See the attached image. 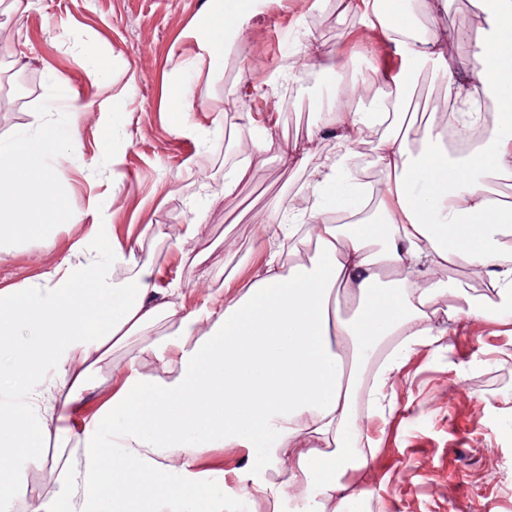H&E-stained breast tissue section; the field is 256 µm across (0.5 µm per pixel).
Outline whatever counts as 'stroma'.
Wrapping results in <instances>:
<instances>
[{"label": "stroma", "mask_w": 512, "mask_h": 512, "mask_svg": "<svg viewBox=\"0 0 512 512\" xmlns=\"http://www.w3.org/2000/svg\"><path fill=\"white\" fill-rule=\"evenodd\" d=\"M208 0H31L24 15L0 5V139L51 124L75 148L58 158L60 191L73 224L62 225L52 247L29 237L0 248V288L36 279L49 266L78 263L74 244L92 222L106 224L97 242L133 250L150 262L161 286L179 284L178 307H200L223 295L230 270L263 275L262 254L286 251L284 265L310 264L307 242L283 245L259 223L269 209L300 197L326 156L307 151L332 97L359 80L380 86L404 67L382 39L353 42L345 31L356 11L348 0H259L224 58L202 55ZM331 36L309 56L306 74L288 73V59L312 36L313 18ZM315 83H308V76ZM188 81L189 128L175 129L168 92ZM297 84L293 108L265 121L272 98ZM91 108L73 117V94ZM271 134L275 148L256 155L232 193L224 174L239 163L224 150L225 134ZM299 144L296 156L284 145ZM205 220L195 224L196 210ZM195 224L197 264L184 256L171 225ZM443 339L416 347L391 378L385 409L364 421L376 445L366 468L348 482L369 487L366 512H512V324L437 312ZM124 352L92 378L86 412L117 390Z\"/></svg>", "instance_id": "35a3bbf8"}]
</instances>
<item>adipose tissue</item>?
<instances>
[{
  "label": "adipose tissue",
  "mask_w": 512,
  "mask_h": 512,
  "mask_svg": "<svg viewBox=\"0 0 512 512\" xmlns=\"http://www.w3.org/2000/svg\"><path fill=\"white\" fill-rule=\"evenodd\" d=\"M236 0H214L200 41L223 57L239 32ZM486 27L465 36L463 56L449 54L437 23L448 0H418L429 16L420 28L403 18L388 37L408 66H442L446 97L469 102L472 84L497 105L499 118L480 146L451 154L437 113L414 131L391 127L388 93L368 110L329 109L324 126L383 127L378 164L387 172L378 201L381 222L333 224L326 214L355 210L356 188L341 183L336 163L316 174L308 212L266 215L265 228L287 238L315 224L319 253L281 270L268 258L257 280H224L226 298L177 309V286L158 288L153 268L134 264L114 279L109 263H126L123 247L92 248L104 227L75 243L83 262L59 263L38 280L0 289V479L25 512H255L252 489L297 498L306 512H362L370 491L345 481L366 465L354 448L362 376L376 367L370 406L415 347L442 330L424 313L447 284L415 285L416 265L457 261L482 268L491 284L467 317L512 323V196L494 179L512 178V0H480ZM477 67L463 77L464 58ZM54 131L0 141V242L19 236L52 246V229L68 215ZM351 306L342 315L340 301ZM171 331L147 339L164 322ZM128 348L122 383L100 410L81 413L94 366ZM152 362L155 374L143 371ZM109 437H102L104 422ZM210 448H245L254 465L204 476L196 457ZM49 472L52 498L29 496L15 467Z\"/></svg>",
  "instance_id": "1"
}]
</instances>
